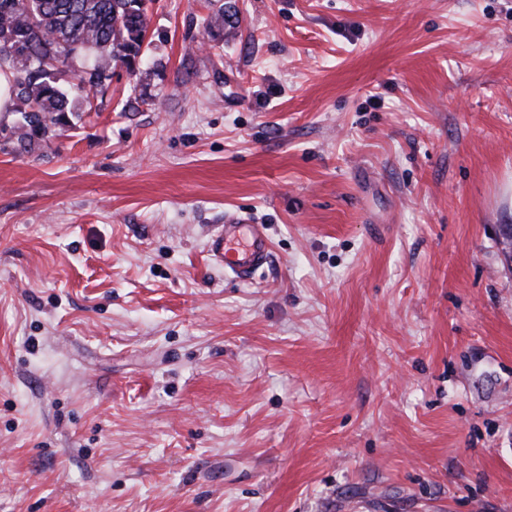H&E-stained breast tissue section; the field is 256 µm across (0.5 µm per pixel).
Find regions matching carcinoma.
I'll return each mask as SVG.
<instances>
[{"mask_svg": "<svg viewBox=\"0 0 512 512\" xmlns=\"http://www.w3.org/2000/svg\"><path fill=\"white\" fill-rule=\"evenodd\" d=\"M154 0H0V70L12 73L18 139L46 145L75 111L68 76L87 112L99 110L117 66L139 72ZM229 17L209 3L204 29L219 45Z\"/></svg>", "mask_w": 512, "mask_h": 512, "instance_id": "carcinoma-1", "label": "carcinoma"}]
</instances>
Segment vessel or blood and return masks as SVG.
Here are the masks:
<instances>
[{
	"label": "vessel or blood",
	"instance_id": "obj_1",
	"mask_svg": "<svg viewBox=\"0 0 512 512\" xmlns=\"http://www.w3.org/2000/svg\"><path fill=\"white\" fill-rule=\"evenodd\" d=\"M213 259L223 263L227 274L246 281L270 258V243L264 225L238 218L219 225L208 242Z\"/></svg>",
	"mask_w": 512,
	"mask_h": 512
}]
</instances>
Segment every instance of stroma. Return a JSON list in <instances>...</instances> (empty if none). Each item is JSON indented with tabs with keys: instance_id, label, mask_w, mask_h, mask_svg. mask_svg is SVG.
<instances>
[{
	"instance_id": "stroma-1",
	"label": "stroma",
	"mask_w": 512,
	"mask_h": 512,
	"mask_svg": "<svg viewBox=\"0 0 512 512\" xmlns=\"http://www.w3.org/2000/svg\"><path fill=\"white\" fill-rule=\"evenodd\" d=\"M224 3L0 117V512H512V0ZM215 2L212 3V0H208L209 13L202 18V24L210 41L214 42L213 46L219 47L224 37V23L227 22V17L229 18L233 14L229 15V10H224V3L219 4L220 0ZM218 226L208 242L209 253L224 271L247 281L270 258V243L264 225L247 224L242 218Z\"/></svg>"
}]
</instances>
